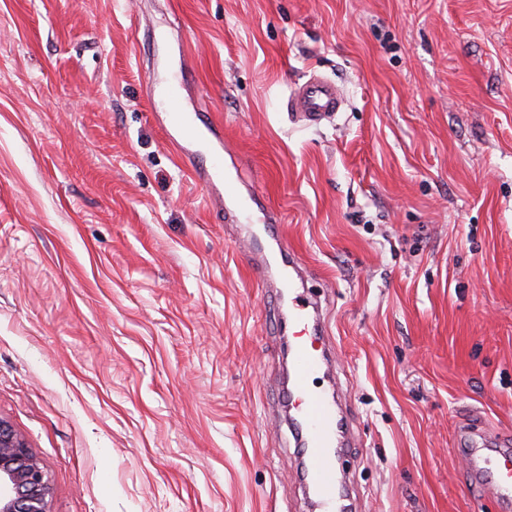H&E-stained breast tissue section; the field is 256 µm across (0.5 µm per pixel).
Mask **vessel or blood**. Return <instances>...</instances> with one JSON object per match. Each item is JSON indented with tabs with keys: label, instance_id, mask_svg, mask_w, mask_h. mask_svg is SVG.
Wrapping results in <instances>:
<instances>
[{
	"label": "vessel or blood",
	"instance_id": "1",
	"mask_svg": "<svg viewBox=\"0 0 512 512\" xmlns=\"http://www.w3.org/2000/svg\"><path fill=\"white\" fill-rule=\"evenodd\" d=\"M178 100L179 88L171 86L167 96L169 119L185 135H193L201 116L182 112ZM342 103L339 86L315 74L291 94L288 109L312 125L339 112ZM197 178L208 185L222 184L225 196L237 193L236 184L224 177L222 156H213L208 169L198 172ZM300 266L299 256L292 253L287 264L279 269L280 285L288 290V321L303 330L302 336L289 345L288 397L297 403L296 420L302 429L301 477L312 496L325 504L328 512H334L342 479L338 450L344 445L348 424L335 397L310 386L313 376L324 365L325 354L309 343L310 337L321 334L322 327L315 312L316 300L293 286L294 274ZM462 436L468 486L479 494L496 498L501 512H512V443L501 440L495 449L489 450L475 444L473 430H463Z\"/></svg>",
	"mask_w": 512,
	"mask_h": 512
}]
</instances>
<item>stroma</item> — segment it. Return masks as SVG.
Returning <instances> with one entry per match:
<instances>
[{
    "label": "stroma",
    "mask_w": 512,
    "mask_h": 512,
    "mask_svg": "<svg viewBox=\"0 0 512 512\" xmlns=\"http://www.w3.org/2000/svg\"><path fill=\"white\" fill-rule=\"evenodd\" d=\"M314 72L344 104L303 128ZM174 84L246 226L178 160ZM282 238L327 293L352 512H499L457 428L512 435V0H0V418L49 512H309L241 254Z\"/></svg>",
    "instance_id": "obj_1"
}]
</instances>
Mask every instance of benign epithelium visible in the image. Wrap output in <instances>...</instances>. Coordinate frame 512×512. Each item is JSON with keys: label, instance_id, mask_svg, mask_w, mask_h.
<instances>
[{"label": "benign epithelium", "instance_id": "7a95c632", "mask_svg": "<svg viewBox=\"0 0 512 512\" xmlns=\"http://www.w3.org/2000/svg\"><path fill=\"white\" fill-rule=\"evenodd\" d=\"M49 480L23 436L0 419V512H49Z\"/></svg>", "mask_w": 512, "mask_h": 512}]
</instances>
